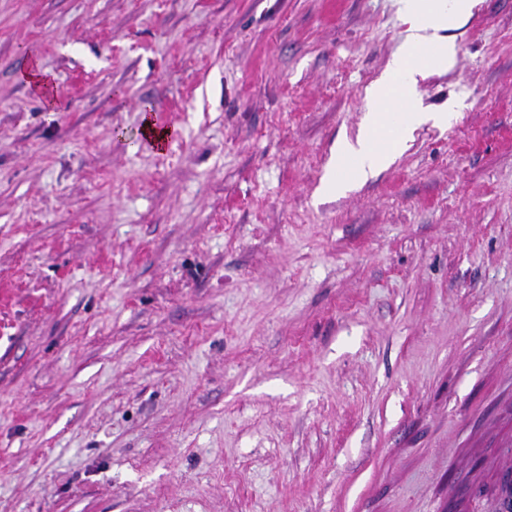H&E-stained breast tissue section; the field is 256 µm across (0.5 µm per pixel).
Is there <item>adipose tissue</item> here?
<instances>
[{
	"label": "adipose tissue",
	"instance_id": "1",
	"mask_svg": "<svg viewBox=\"0 0 512 512\" xmlns=\"http://www.w3.org/2000/svg\"><path fill=\"white\" fill-rule=\"evenodd\" d=\"M472 0H403L410 26L386 74L368 91L370 107L355 138L340 143L335 174L325 185L341 194L350 184L366 181L388 165L397 146L426 122L447 124L448 112L432 114L417 106V76L428 68H448L455 61L454 46L444 30L461 22Z\"/></svg>",
	"mask_w": 512,
	"mask_h": 512
}]
</instances>
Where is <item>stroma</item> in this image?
I'll use <instances>...</instances> for the list:
<instances>
[{"label": "stroma", "mask_w": 512, "mask_h": 512, "mask_svg": "<svg viewBox=\"0 0 512 512\" xmlns=\"http://www.w3.org/2000/svg\"><path fill=\"white\" fill-rule=\"evenodd\" d=\"M408 26L400 0H0V512H485L512 0L419 75L448 125L321 193Z\"/></svg>", "instance_id": "obj_1"}]
</instances>
